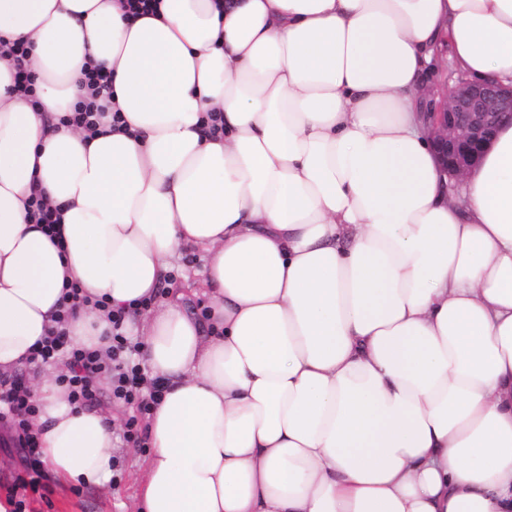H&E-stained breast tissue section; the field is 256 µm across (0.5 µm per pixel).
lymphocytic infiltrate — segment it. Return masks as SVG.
<instances>
[{
    "label": "lymphocytic infiltrate",
    "instance_id": "lymphocytic-infiltrate-1",
    "mask_svg": "<svg viewBox=\"0 0 512 512\" xmlns=\"http://www.w3.org/2000/svg\"><path fill=\"white\" fill-rule=\"evenodd\" d=\"M85 81L90 90L89 97L76 103L70 112L61 116V124L94 133L98 130L101 118L108 113L112 116L113 129H121L120 112H109L107 105L101 102L104 91L111 83L110 74L102 66L96 65L86 69ZM90 303L102 310L113 325H120L124 317L123 310L112 309L102 298L91 300L77 283H65L54 317L56 327L49 331L34 350L31 363L60 364L58 381L66 390L71 403L83 407L95 406L102 391L107 390L114 399L136 405L140 413H150L158 401L159 389L150 386L141 365L134 360L139 350L138 344L116 333L104 354L68 345L64 324L76 316L81 307ZM37 411L21 377H0V426L14 432L11 445L23 464V472L18 477L19 485L35 494L49 490L36 451L37 441L30 426Z\"/></svg>",
    "mask_w": 512,
    "mask_h": 512
}]
</instances>
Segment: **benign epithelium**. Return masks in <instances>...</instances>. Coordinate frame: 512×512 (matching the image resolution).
I'll use <instances>...</instances> for the list:
<instances>
[{"label": "benign epithelium", "mask_w": 512, "mask_h": 512, "mask_svg": "<svg viewBox=\"0 0 512 512\" xmlns=\"http://www.w3.org/2000/svg\"><path fill=\"white\" fill-rule=\"evenodd\" d=\"M429 109L437 160L445 174L456 177L476 166L500 124L512 120V86L459 79Z\"/></svg>", "instance_id": "1"}]
</instances>
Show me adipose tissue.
<instances>
[{"label":"adipose tissue","mask_w":512,"mask_h":512,"mask_svg":"<svg viewBox=\"0 0 512 512\" xmlns=\"http://www.w3.org/2000/svg\"><path fill=\"white\" fill-rule=\"evenodd\" d=\"M0 38L41 102L0 53V374L64 281L116 309L202 253L205 317L123 321L161 390L143 512H512V123L453 179L424 114L448 63L512 85V0H0ZM92 65L125 124L91 137L54 118ZM65 329L111 344L91 305ZM31 396L47 475L110 488L111 415L51 369ZM7 53L8 55L13 56L16 62V87L21 88L30 97L29 100L33 106H38L39 101L35 97V90L32 87V79L30 74L27 72V48L22 43L14 42L8 47ZM29 219L35 224H44L46 234L54 242L56 224L60 222V213L57 208L46 205L42 199L32 197L28 203Z\"/></svg>","instance_id":"1"}]
</instances>
